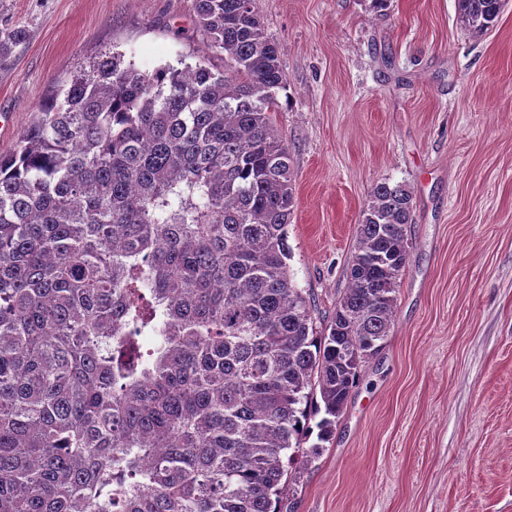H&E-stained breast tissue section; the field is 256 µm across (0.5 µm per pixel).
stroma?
<instances>
[{"label":"stroma","instance_id":"35a3bbf8","mask_svg":"<svg viewBox=\"0 0 512 512\" xmlns=\"http://www.w3.org/2000/svg\"><path fill=\"white\" fill-rule=\"evenodd\" d=\"M288 79L290 273L318 320L348 286L371 188L413 197L394 325L283 512H512V0L470 36L456 0H254ZM0 148L102 53L224 67L194 0H0ZM27 39L25 28L4 25L0 28V67L7 65L13 49L23 44Z\"/></svg>","mask_w":512,"mask_h":512}]
</instances>
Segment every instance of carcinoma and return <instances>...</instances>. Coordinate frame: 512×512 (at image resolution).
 I'll return each mask as SVG.
<instances>
[{
	"label": "carcinoma",
	"instance_id": "carcinoma-1",
	"mask_svg": "<svg viewBox=\"0 0 512 512\" xmlns=\"http://www.w3.org/2000/svg\"><path fill=\"white\" fill-rule=\"evenodd\" d=\"M253 2L195 0L223 71L103 54L0 151V512H281L384 348L412 193L372 188L317 325ZM507 4L457 0L460 26ZM26 39L0 28V67Z\"/></svg>",
	"mask_w": 512,
	"mask_h": 512
}]
</instances>
